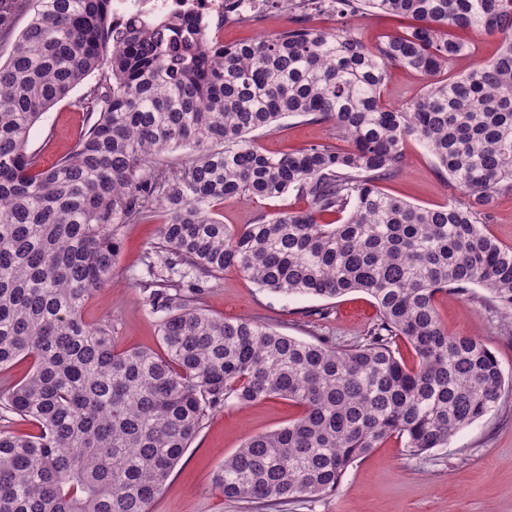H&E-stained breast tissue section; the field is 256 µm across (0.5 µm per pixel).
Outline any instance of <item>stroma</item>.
Instances as JSON below:
<instances>
[{"label": "stroma", "instance_id": "35a3bbf8", "mask_svg": "<svg viewBox=\"0 0 512 512\" xmlns=\"http://www.w3.org/2000/svg\"><path fill=\"white\" fill-rule=\"evenodd\" d=\"M312 23L323 29H349L368 41L402 31L407 25L406 20L376 12L363 18L317 14ZM84 93V87H77L33 127L29 147L43 165H52L67 154L85 128L87 116L77 105ZM254 138L263 152L280 155L335 142L336 131L328 122L289 116L272 131L255 132ZM405 154V167L399 176L385 182L386 192L425 207L460 198V191L440 174L435 157L423 143L407 142ZM305 206V198L293 192L255 201L237 198L219 205L217 217L229 227L239 228L251 223L258 213ZM165 220L164 210L157 208L148 221L123 226L112 285L84 306L88 323L111 319L117 348H161L157 318L141 285L149 277L169 275L154 251L159 226ZM202 303L210 313L246 317L308 341L327 337L353 342L376 315L372 298L362 292L335 300L283 297L260 290L252 279L235 270L211 280ZM437 308L449 334L485 344L505 377H512V335L506 334L504 314L488 291L477 287L463 297L442 294ZM299 413V407L276 397L225 407L205 422L149 512H254L247 504L225 501L212 483L213 473L224 455L240 448L248 437L276 430ZM282 512H512V395L498 410L459 431L447 447L409 459L398 440H387L349 468L336 493L313 503L286 505Z\"/></svg>", "mask_w": 512, "mask_h": 512}]
</instances>
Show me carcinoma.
Segmentation results:
<instances>
[{"mask_svg": "<svg viewBox=\"0 0 512 512\" xmlns=\"http://www.w3.org/2000/svg\"><path fill=\"white\" fill-rule=\"evenodd\" d=\"M275 2L287 30L226 46L195 18L134 14L117 26L112 0H0V42H12L0 63V371L31 359L25 379L0 386V512H149L211 415L270 397L300 415L248 438L213 482L234 501L314 502L385 440L410 458L444 448L512 388L483 343L448 335L436 307L442 293L480 287L512 317V247L483 224L512 192V0ZM328 2L413 24L367 44L311 24ZM22 3L30 15L16 34ZM456 28L499 37V53L437 81L469 55ZM394 68L432 82L392 107L382 91ZM92 77L88 125L42 167L31 130ZM287 116L330 122L349 147L261 151L251 133ZM412 138L468 201L430 208L383 190ZM181 147L187 167H156ZM290 191L306 209L236 229L216 217L226 199ZM150 201L167 212L158 253L193 278L144 285L160 354L120 350L111 320L82 315L112 283L121 226L148 219ZM229 269L281 296L361 291L377 315L343 346L225 319L200 301ZM20 420L36 431H13Z\"/></svg>", "mask_w": 512, "mask_h": 512, "instance_id": "1", "label": "carcinoma"}]
</instances>
